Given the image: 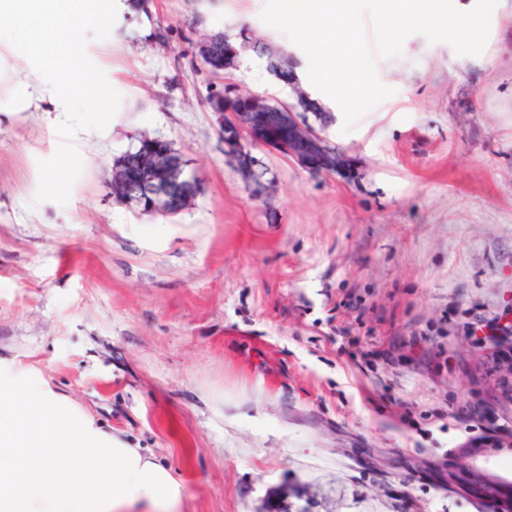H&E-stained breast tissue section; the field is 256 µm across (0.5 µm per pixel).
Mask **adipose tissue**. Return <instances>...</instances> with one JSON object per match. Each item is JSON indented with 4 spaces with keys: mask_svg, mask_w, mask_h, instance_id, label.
I'll return each instance as SVG.
<instances>
[{
    "mask_svg": "<svg viewBox=\"0 0 512 512\" xmlns=\"http://www.w3.org/2000/svg\"><path fill=\"white\" fill-rule=\"evenodd\" d=\"M182 499L167 467L0 363V512H175Z\"/></svg>",
    "mask_w": 512,
    "mask_h": 512,
    "instance_id": "ef3b65f1",
    "label": "adipose tissue"
}]
</instances>
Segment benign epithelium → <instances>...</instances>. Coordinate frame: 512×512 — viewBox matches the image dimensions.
<instances>
[{
    "mask_svg": "<svg viewBox=\"0 0 512 512\" xmlns=\"http://www.w3.org/2000/svg\"><path fill=\"white\" fill-rule=\"evenodd\" d=\"M237 111L253 120L266 111L256 97L238 99ZM110 194L125 205L147 214L173 215L199 193L195 177L186 173V162L164 140L144 138L138 152L114 159Z\"/></svg>",
    "mask_w": 512,
    "mask_h": 512,
    "instance_id": "7a95c632",
    "label": "benign epithelium"
}]
</instances>
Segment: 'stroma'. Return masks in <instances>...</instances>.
<instances>
[{"mask_svg":"<svg viewBox=\"0 0 512 512\" xmlns=\"http://www.w3.org/2000/svg\"><path fill=\"white\" fill-rule=\"evenodd\" d=\"M265 3L117 0L87 53L122 105L75 137L64 205L34 200L59 137L45 102L8 107L28 60L0 51V358L168 467L181 512H490L491 490L508 505L512 360L468 326L512 320V0L479 56L414 34L377 58L396 93L349 129ZM244 28L258 48L215 78L199 44ZM223 82L232 136L208 103ZM249 95L290 105L334 169L237 117ZM145 137L202 187L180 213L109 193L114 158ZM416 332L449 364H416Z\"/></svg>","mask_w":512,"mask_h":512,"instance_id":"35a3bbf8","label":"stroma"}]
</instances>
